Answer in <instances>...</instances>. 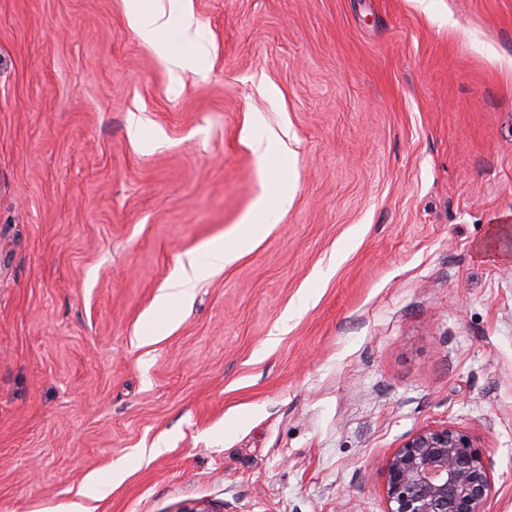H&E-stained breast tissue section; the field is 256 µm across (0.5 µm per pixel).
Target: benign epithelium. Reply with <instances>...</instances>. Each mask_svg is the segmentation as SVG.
Here are the masks:
<instances>
[{
  "label": "benign epithelium",
  "instance_id": "1",
  "mask_svg": "<svg viewBox=\"0 0 512 512\" xmlns=\"http://www.w3.org/2000/svg\"><path fill=\"white\" fill-rule=\"evenodd\" d=\"M493 491L489 455L449 425L409 436L383 471L387 512H488Z\"/></svg>",
  "mask_w": 512,
  "mask_h": 512
}]
</instances>
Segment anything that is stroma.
<instances>
[{"instance_id": "35a3bbf8", "label": "stroma", "mask_w": 512, "mask_h": 512, "mask_svg": "<svg viewBox=\"0 0 512 512\" xmlns=\"http://www.w3.org/2000/svg\"><path fill=\"white\" fill-rule=\"evenodd\" d=\"M192 7L181 71L125 0H0V512L118 462L94 512H387V457L442 424L512 512V0ZM270 133L290 208L156 312Z\"/></svg>"}]
</instances>
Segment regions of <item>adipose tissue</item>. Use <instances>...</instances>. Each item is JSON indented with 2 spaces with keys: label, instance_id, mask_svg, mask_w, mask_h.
<instances>
[{
  "label": "adipose tissue",
  "instance_id": "1",
  "mask_svg": "<svg viewBox=\"0 0 512 512\" xmlns=\"http://www.w3.org/2000/svg\"><path fill=\"white\" fill-rule=\"evenodd\" d=\"M127 19L129 25L145 42L154 46L162 59H175L182 68L195 67L198 55L191 40V31L196 26L191 0H180L179 25L183 36V49L178 57H171L168 43L162 37L165 25L159 17L145 14L139 0H128ZM265 154L274 176L272 190L261 195L242 226L240 237L234 242L217 239L211 242L203 260L195 262L189 271L180 273L176 280L166 285L157 298L159 310H167L175 301L188 300L192 295L194 280L223 270L224 266L238 259L269 230L272 217L291 206L293 197L288 186V159L281 143L273 137L267 138Z\"/></svg>",
  "mask_w": 512,
  "mask_h": 512
}]
</instances>
